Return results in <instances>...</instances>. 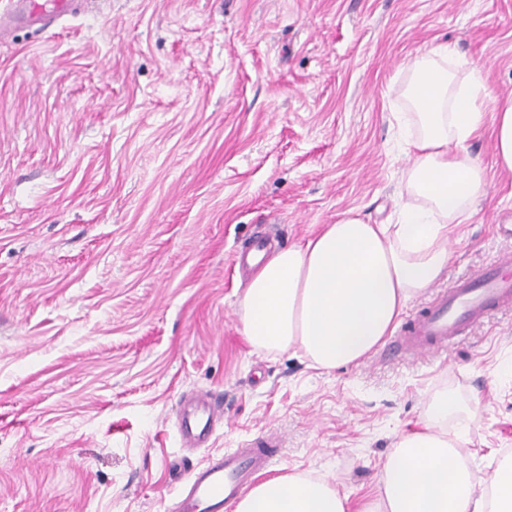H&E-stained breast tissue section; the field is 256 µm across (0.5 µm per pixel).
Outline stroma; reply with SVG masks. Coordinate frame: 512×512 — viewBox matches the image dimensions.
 <instances>
[{"label":"stroma","mask_w":512,"mask_h":512,"mask_svg":"<svg viewBox=\"0 0 512 512\" xmlns=\"http://www.w3.org/2000/svg\"><path fill=\"white\" fill-rule=\"evenodd\" d=\"M455 45L487 110L512 96V0H110L0 41V512H166L208 455L264 432L274 475L358 508L397 435L448 392L470 465L512 454V312L428 359L380 347L325 372L254 350L233 259L345 212L396 220L407 68ZM486 184L444 280L512 250V178ZM222 394L183 448L182 394Z\"/></svg>","instance_id":"obj_1"}]
</instances>
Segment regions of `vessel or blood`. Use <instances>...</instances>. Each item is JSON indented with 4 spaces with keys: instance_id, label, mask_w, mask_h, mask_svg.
I'll list each match as a JSON object with an SVG mask.
<instances>
[{
    "instance_id": "1",
    "label": "vessel or blood",
    "mask_w": 512,
    "mask_h": 512,
    "mask_svg": "<svg viewBox=\"0 0 512 512\" xmlns=\"http://www.w3.org/2000/svg\"><path fill=\"white\" fill-rule=\"evenodd\" d=\"M78 0H11L0 14V35L13 22L47 27L75 13ZM512 311V251L486 266L436 289L430 300L404 322L395 336V352L414 358L443 354L450 344L498 314ZM177 421L187 448L206 447L224 418L213 392L197 391L178 402ZM284 444L282 435L265 434L241 448L193 466L167 512H222L269 473Z\"/></svg>"
}]
</instances>
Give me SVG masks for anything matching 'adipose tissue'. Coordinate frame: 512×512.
<instances>
[{"instance_id": "ef3b65f1", "label": "adipose tissue", "mask_w": 512, "mask_h": 512, "mask_svg": "<svg viewBox=\"0 0 512 512\" xmlns=\"http://www.w3.org/2000/svg\"><path fill=\"white\" fill-rule=\"evenodd\" d=\"M456 50L441 44L409 66L412 111L396 113L414 163L399 189L396 223L347 216L303 244L273 254L252 275L239 303L243 333L266 353L301 352L312 367L359 362L394 332L408 303L439 280L448 241L471 216L484 169L468 143L493 122L496 163L512 173V97L486 116L478 69L458 77ZM457 401L440 393L425 429L402 436L384 464L373 497L359 512H512V456L491 476L448 436ZM234 512H350L349 498L327 479L287 473L260 482Z\"/></svg>"}]
</instances>
